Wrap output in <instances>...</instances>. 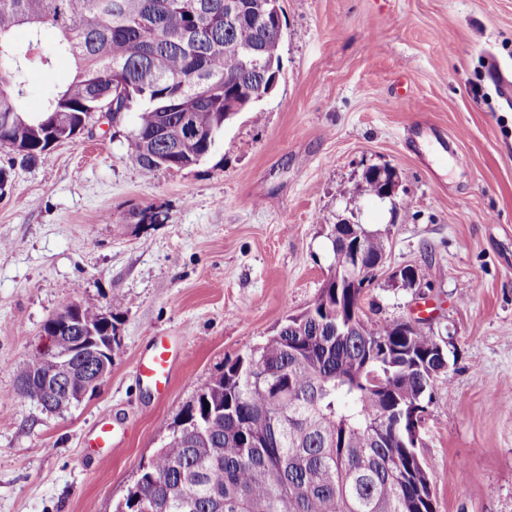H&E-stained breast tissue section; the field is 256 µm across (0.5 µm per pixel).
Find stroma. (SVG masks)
<instances>
[{
	"instance_id": "stroma-1",
	"label": "stroma",
	"mask_w": 512,
	"mask_h": 512,
	"mask_svg": "<svg viewBox=\"0 0 512 512\" xmlns=\"http://www.w3.org/2000/svg\"><path fill=\"white\" fill-rule=\"evenodd\" d=\"M281 75L199 164L145 178L120 124L94 118L34 163L0 147V512H113L198 387L317 297L326 234L388 230L366 286L369 324L410 322L446 343L421 434L436 512H512V0H280ZM30 68L23 109L68 82ZM398 172L401 208L363 195ZM417 270L415 287L395 277ZM121 296L112 373L60 413L12 398L46 320ZM168 391L135 377L155 339ZM122 449L96 464L101 421ZM380 169V175L377 171V166H371L367 168L362 175V182H361V192L368 196H374L380 199L384 198V188L387 183L385 175V171H388L390 173L389 181V191H390V197H394L397 194L398 188H399V177L398 173L395 169L386 166L379 167Z\"/></svg>"
}]
</instances>
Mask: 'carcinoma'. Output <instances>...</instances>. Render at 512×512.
<instances>
[{
	"instance_id": "1",
	"label": "carcinoma",
	"mask_w": 512,
	"mask_h": 512,
	"mask_svg": "<svg viewBox=\"0 0 512 512\" xmlns=\"http://www.w3.org/2000/svg\"><path fill=\"white\" fill-rule=\"evenodd\" d=\"M113 2L0 0V144L35 162L114 100L116 123L139 108L128 140L145 177L199 164L230 123L224 94L257 93L281 70L279 56L246 70L225 45L275 47L281 14L262 23L252 17L256 0H239L243 18L228 25L224 0H120L116 11ZM21 27L30 36L23 47L14 42ZM47 28L59 31L55 51L73 59L75 74L30 115L20 106L24 77L34 66L50 70V55L33 54ZM385 185L377 167L363 172L364 194L382 199ZM350 229L360 255L355 274L368 281L388 235L345 223L327 233L331 252ZM358 292L336 287L329 274L308 308L225 363L181 414L193 436L177 435V421L161 424L167 440L115 512H435L412 418L432 402L448 353L438 351L442 339L400 322L367 325ZM76 309L94 325L104 307L80 302ZM59 353L74 363L79 385L88 357L64 334ZM57 354L33 350L17 383L53 372ZM371 373L377 388L366 385Z\"/></svg>"
}]
</instances>
